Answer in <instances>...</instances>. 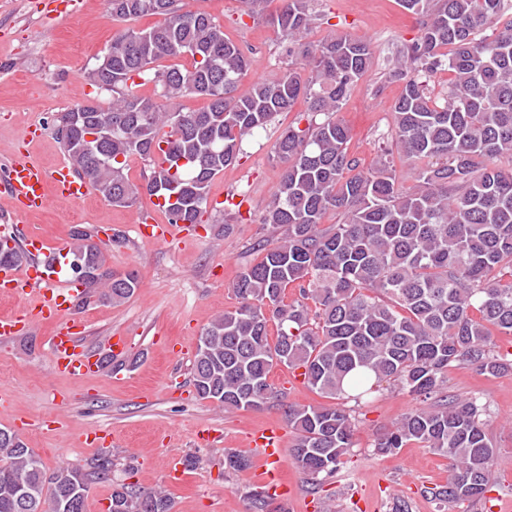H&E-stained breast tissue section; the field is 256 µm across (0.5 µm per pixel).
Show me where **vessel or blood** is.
I'll use <instances>...</instances> for the list:
<instances>
[{
  "label": "vessel or blood",
  "mask_w": 512,
  "mask_h": 512,
  "mask_svg": "<svg viewBox=\"0 0 512 512\" xmlns=\"http://www.w3.org/2000/svg\"><path fill=\"white\" fill-rule=\"evenodd\" d=\"M91 194L89 180L78 176L69 163L61 161L46 169L31 161L23 149L15 154L7 169L6 182L0 187V197L8 201L11 214L19 219L43 210L50 197L76 204ZM137 232L143 240L164 242L178 236L181 228L175 224L141 222ZM24 247L32 257L30 263L0 270V290L23 303L20 310L0 315V340H10L29 332L41 321L51 320L57 325L48 340L53 368L74 378L101 373L99 356L79 348L85 326L75 310L83 287L70 272L67 251L48 253L45 241L34 235L26 237ZM251 445L268 464L267 469L258 473V482L271 485L278 495H290V488L280 483L276 468L283 452L280 429L269 426L260 430Z\"/></svg>",
  "instance_id": "vessel-or-blood-1"
}]
</instances>
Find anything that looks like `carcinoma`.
Segmentation results:
<instances>
[{"instance_id":"obj_1","label":"carcinoma","mask_w":512,"mask_h":512,"mask_svg":"<svg viewBox=\"0 0 512 512\" xmlns=\"http://www.w3.org/2000/svg\"><path fill=\"white\" fill-rule=\"evenodd\" d=\"M108 2L115 18L161 21L113 35L111 54L88 72L112 92V105L78 104L54 125L69 164L111 205L165 194L174 198L161 208L167 223H202L210 185L236 162L243 140L299 98L308 102L305 127L288 128L273 146L283 170L262 224L274 239L259 241L261 259L239 272L238 305L200 333L191 368L197 396L255 408L285 397L269 382L273 365L300 371L325 402L290 404L284 414L296 432L292 461L317 487L353 447L356 425L344 402L358 404L388 383L424 406L380 435L377 452L420 443L448 461V482L431 489L435 500H488L497 448L485 410L443 389L457 364L490 376L512 369L492 349L494 333L512 335V3L401 0L421 28L387 70L385 80L400 85L391 141L365 167L349 152L338 112L371 69L373 48L334 28L306 41L308 0H281L272 23L288 40V67L246 94L237 88L251 57L211 14L183 0ZM183 56L191 67L174 63ZM442 71L450 79L437 92ZM145 77L159 99L136 91L135 79ZM198 97L206 105H186ZM135 158L151 168L141 184L128 176ZM398 160L411 166L412 183L399 179ZM330 212L342 221L325 223ZM123 243L112 235V244ZM110 245L85 228L72 231L69 258L90 270L79 279L78 306L120 305L140 288L132 271L122 284L111 280ZM25 261L19 245L0 238V267ZM288 288L298 290L290 302ZM111 472L106 454L48 472L0 428V512H85L90 485ZM108 512H174V501L160 486L118 484Z\"/></svg>"}]
</instances>
